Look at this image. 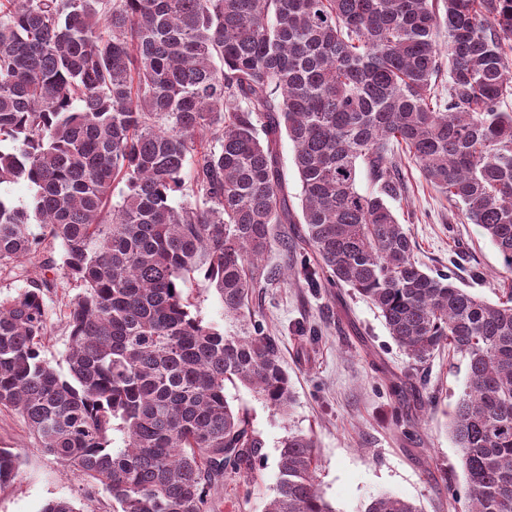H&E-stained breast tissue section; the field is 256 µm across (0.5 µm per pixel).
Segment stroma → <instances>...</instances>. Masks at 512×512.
I'll list each match as a JSON object with an SVG mask.
<instances>
[{
  "instance_id": "1",
  "label": "stroma",
  "mask_w": 512,
  "mask_h": 512,
  "mask_svg": "<svg viewBox=\"0 0 512 512\" xmlns=\"http://www.w3.org/2000/svg\"><path fill=\"white\" fill-rule=\"evenodd\" d=\"M394 161L406 189L391 200L400 224L415 243L414 259L429 273L454 269L459 287L496 302L506 275L500 255L476 224L467 223L423 178L408 153ZM282 240L263 266L275 273L272 286L255 288L250 310L278 338L293 401L286 411L266 403L247 386H228L233 407L247 410L262 448L251 471L225 476L212 495L214 512H264L274 493L281 442L291 433L316 441L318 488L336 512H365L376 498L393 495L422 507L449 512L448 493L465 495L459 451L449 422L466 384V362L447 352L412 360L391 338L368 301L351 288H311L285 270L307 249L302 227L282 224ZM49 320L44 354L59 362L67 347L66 312L78 295L60 267L44 273ZM185 296L203 323L236 332L215 289L202 279L188 281ZM317 336H308V329ZM0 448L20 456L15 481L0 490V512H41L52 499H71L80 512H113L104 491L86 496L84 477L37 448L24 421L0 410Z\"/></svg>"
}]
</instances>
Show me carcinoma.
Returning a JSON list of instances; mask_svg holds the SVG:
<instances>
[{"mask_svg":"<svg viewBox=\"0 0 512 512\" xmlns=\"http://www.w3.org/2000/svg\"><path fill=\"white\" fill-rule=\"evenodd\" d=\"M510 52L512 0H0V185L35 190L30 206L0 194V274L29 278L57 242L81 288L65 374L43 356L50 283L0 299V408L114 512H210V490L262 446L227 384L282 411L291 389L262 324H204L184 287L202 271L224 316H244L275 225L303 224L308 285L358 291L418 362L464 355L451 427L467 510L512 512V287L491 304L423 271L388 203L398 144L512 272ZM362 167L376 190L357 187ZM18 470L0 448V488ZM315 470L314 439L288 436L266 512H335ZM365 512L422 510L385 496ZM281 167L288 186V201L296 212L301 211V186L298 173L294 166V146L287 136L283 135L280 143Z\"/></svg>","mask_w":512,"mask_h":512,"instance_id":"obj_1","label":"carcinoma"}]
</instances>
